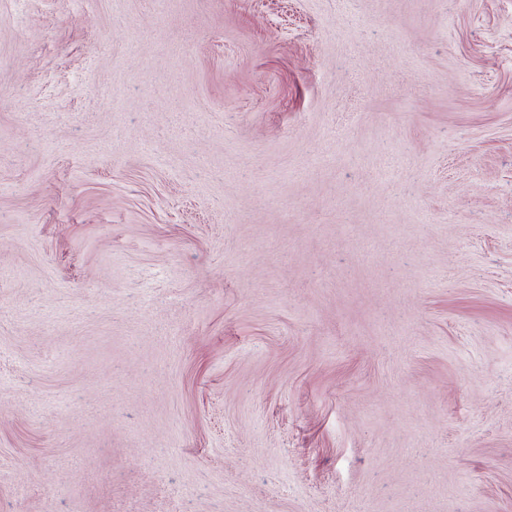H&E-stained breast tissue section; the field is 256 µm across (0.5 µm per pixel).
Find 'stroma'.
I'll list each match as a JSON object with an SVG mask.
<instances>
[{"label":"stroma","mask_w":512,"mask_h":512,"mask_svg":"<svg viewBox=\"0 0 512 512\" xmlns=\"http://www.w3.org/2000/svg\"><path fill=\"white\" fill-rule=\"evenodd\" d=\"M0 512H512V0H0Z\"/></svg>","instance_id":"35a3bbf8"}]
</instances>
